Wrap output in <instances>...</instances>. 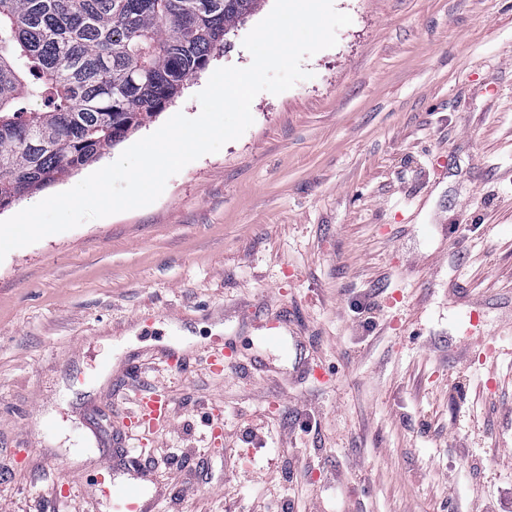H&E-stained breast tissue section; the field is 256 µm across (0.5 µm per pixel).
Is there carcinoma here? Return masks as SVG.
Segmentation results:
<instances>
[{
	"label": "carcinoma",
	"mask_w": 512,
	"mask_h": 512,
	"mask_svg": "<svg viewBox=\"0 0 512 512\" xmlns=\"http://www.w3.org/2000/svg\"><path fill=\"white\" fill-rule=\"evenodd\" d=\"M264 0H0V210L152 123Z\"/></svg>",
	"instance_id": "cac0c4a2"
}]
</instances>
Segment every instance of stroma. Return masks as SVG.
<instances>
[{"label": "stroma", "mask_w": 512, "mask_h": 512, "mask_svg": "<svg viewBox=\"0 0 512 512\" xmlns=\"http://www.w3.org/2000/svg\"><path fill=\"white\" fill-rule=\"evenodd\" d=\"M273 4L140 136L248 67ZM334 6L241 138L0 261V512H113L94 484L130 464L159 512H512V0ZM168 408V399L164 395L156 394L140 405L139 417L136 422L139 425L151 426L155 421L167 416Z\"/></svg>", "instance_id": "1"}]
</instances>
